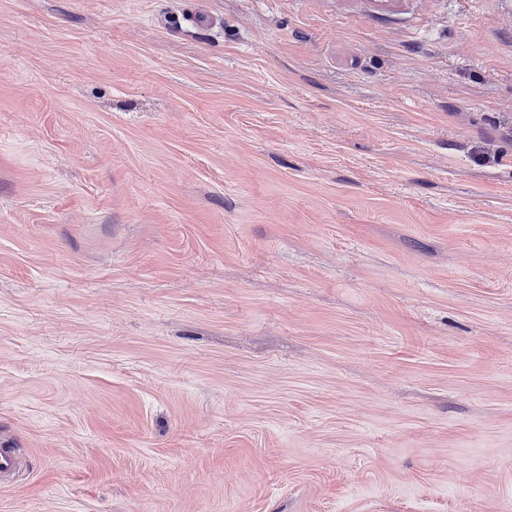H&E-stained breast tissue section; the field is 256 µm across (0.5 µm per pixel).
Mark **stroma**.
<instances>
[{
    "label": "stroma",
    "mask_w": 512,
    "mask_h": 512,
    "mask_svg": "<svg viewBox=\"0 0 512 512\" xmlns=\"http://www.w3.org/2000/svg\"><path fill=\"white\" fill-rule=\"evenodd\" d=\"M0 448V512H512V0H0Z\"/></svg>",
    "instance_id": "stroma-1"
}]
</instances>
